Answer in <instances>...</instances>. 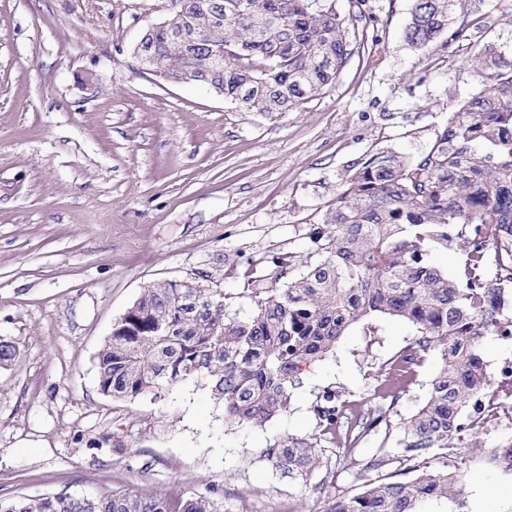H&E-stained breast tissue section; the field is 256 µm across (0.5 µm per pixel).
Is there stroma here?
Instances as JSON below:
<instances>
[{"instance_id":"stroma-1","label":"stroma","mask_w":512,"mask_h":512,"mask_svg":"<svg viewBox=\"0 0 512 512\" xmlns=\"http://www.w3.org/2000/svg\"><path fill=\"white\" fill-rule=\"evenodd\" d=\"M161 0H0V336L19 356L0 368V499L51 492L213 493L220 512H322L326 490L281 478L260 453L315 430L328 385L372 403L380 366L416 335L406 322L353 325L307 366L287 416L225 423L204 384L160 402L98 389L95 356L149 284L204 277L231 311L249 260L306 258L345 178L369 155L427 153L457 102L479 90L468 61L512 51V0H471L463 39L409 46L411 0H366L354 54L296 111L249 112L212 91L165 82L133 51L161 22ZM440 366L430 354L360 458L397 450L402 424ZM457 472L467 512H512V474L479 457Z\"/></svg>"}]
</instances>
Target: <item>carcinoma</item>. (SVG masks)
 I'll use <instances>...</instances> for the list:
<instances>
[{
	"label": "carcinoma",
	"instance_id": "1",
	"mask_svg": "<svg viewBox=\"0 0 512 512\" xmlns=\"http://www.w3.org/2000/svg\"><path fill=\"white\" fill-rule=\"evenodd\" d=\"M365 0H163L166 19L144 33L145 66L173 81L192 73L204 88L248 112L278 116L331 85L354 52L350 30ZM467 0H412L405 38L427 47L448 29ZM472 72L480 86L458 103L430 151L405 161L391 151L370 155L336 193L324 222L314 228L316 259L293 274L295 256L252 260L243 292L253 300L244 320L229 311L224 291L198 280L157 282L113 325L96 355L101 393L116 401L205 382L232 426H264L288 413L304 367L325 360L355 323L376 315L416 328V368L382 375L381 398L400 399L432 352L440 370L423 404L405 420L401 462L449 448L462 412L491 380L480 339L500 336L512 324V53L494 46L477 51ZM455 246L462 259L454 277L433 252ZM16 345L0 337V367L11 365ZM349 405L326 387L314 407L315 433L287 436L262 450L283 477L304 483L325 471L334 478L321 442L340 440L355 467L356 446L374 429L390 427L380 411L356 410L336 436L338 409ZM482 463L512 473V450H488ZM409 480L367 479L354 496L329 498L325 512H418L427 499L453 504L463 498L455 472L417 470ZM0 512H218L202 494L171 500L151 494L87 495L62 490L39 497L0 500Z\"/></svg>",
	"mask_w": 512,
	"mask_h": 512
}]
</instances>
